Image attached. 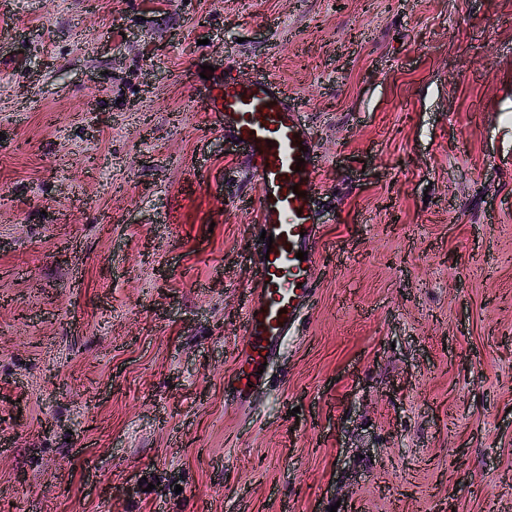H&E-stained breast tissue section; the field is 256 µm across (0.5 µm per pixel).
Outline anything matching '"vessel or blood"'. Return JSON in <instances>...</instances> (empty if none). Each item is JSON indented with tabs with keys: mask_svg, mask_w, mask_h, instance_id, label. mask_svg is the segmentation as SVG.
<instances>
[{
	"mask_svg": "<svg viewBox=\"0 0 512 512\" xmlns=\"http://www.w3.org/2000/svg\"><path fill=\"white\" fill-rule=\"evenodd\" d=\"M224 136L254 177L256 231L272 234L268 258L252 271L245 333L234 369L224 380L229 402L245 406L254 388L265 385L261 371L312 302L319 268L312 253L321 237L314 203L320 160L312 132L294 97L271 80L244 81L225 74L217 92L203 100ZM307 252L299 260L297 252Z\"/></svg>",
	"mask_w": 512,
	"mask_h": 512,
	"instance_id": "vessel-or-blood-1",
	"label": "vessel or blood"
}]
</instances>
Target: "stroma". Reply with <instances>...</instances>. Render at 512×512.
Wrapping results in <instances>:
<instances>
[{"label":"stroma","instance_id":"stroma-1","mask_svg":"<svg viewBox=\"0 0 512 512\" xmlns=\"http://www.w3.org/2000/svg\"><path fill=\"white\" fill-rule=\"evenodd\" d=\"M206 65L320 158L316 299L245 412ZM0 512H512V0H0Z\"/></svg>","mask_w":512,"mask_h":512}]
</instances>
